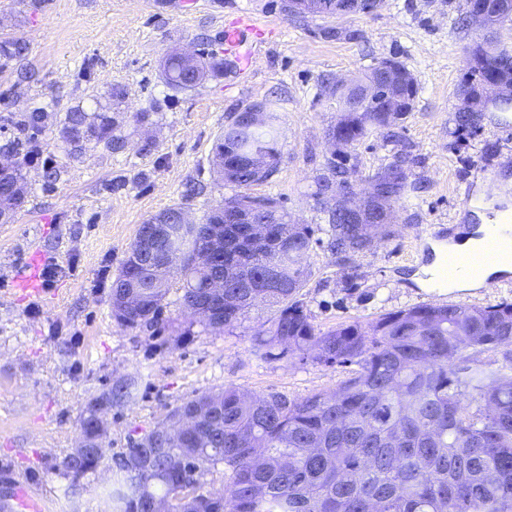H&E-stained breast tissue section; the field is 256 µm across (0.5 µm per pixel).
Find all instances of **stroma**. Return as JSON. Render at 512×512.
I'll use <instances>...</instances> for the list:
<instances>
[{
	"mask_svg": "<svg viewBox=\"0 0 512 512\" xmlns=\"http://www.w3.org/2000/svg\"><path fill=\"white\" fill-rule=\"evenodd\" d=\"M30 3L0 0V37L30 44L24 60L0 70V116L35 102L51 105L41 157L23 168L31 192L11 220L0 222V489L27 485L43 512H102L106 467L70 495L54 465L73 447L88 400L121 378L134 380L135 391L108 412L111 457L182 400L227 385L300 398L332 391L348 377L341 367L256 354L253 338L273 315L262 304L221 335L190 322L176 290L164 316L179 332L124 328L112 318V281L140 224L175 204L199 219L232 195L212 170V147L228 116L252 103L274 104L283 158L273 179L250 192L278 197L293 219L314 228L317 242L306 257L311 275L300 295L318 328L366 324L422 304L512 303V272L488 288L442 294L430 291L425 273L449 240L477 227L478 201L512 209V116L487 112L475 134L454 132L466 53L483 37L481 29L459 25L464 0H384L373 13L339 18L359 31L355 41L323 39L325 19L290 20L279 0H198L189 15L175 0H43L37 9ZM244 15L264 29L249 68L192 90L165 84L162 63L171 48L215 49L224 26ZM392 57L416 79L415 107L397 141L369 137L352 149L350 163L366 179L408 152L413 188L395 208L390 239L339 261L321 244L326 214L312 195L330 156L327 130L339 117L321 80L351 77ZM25 70L30 79H20ZM114 83L127 91L115 114L124 149L91 145L67 156L56 141L65 111L109 107ZM148 139L153 147L145 154ZM49 162L60 170L50 186ZM36 252L55 270L41 279V298L18 288ZM348 271L353 280H345Z\"/></svg>",
	"mask_w": 512,
	"mask_h": 512,
	"instance_id": "obj_1",
	"label": "stroma"
}]
</instances>
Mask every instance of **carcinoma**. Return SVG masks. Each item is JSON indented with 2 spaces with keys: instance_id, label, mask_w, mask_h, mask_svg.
<instances>
[{
  "instance_id": "cac0c4a2",
  "label": "carcinoma",
  "mask_w": 512,
  "mask_h": 512,
  "mask_svg": "<svg viewBox=\"0 0 512 512\" xmlns=\"http://www.w3.org/2000/svg\"><path fill=\"white\" fill-rule=\"evenodd\" d=\"M297 0L280 3L290 19L319 17L323 7L347 4L354 13L379 8L382 0ZM478 25L491 29L512 21V0H483ZM28 53L21 38L0 41V68ZM199 59L195 69L169 52L163 76L167 86L191 90L210 73L230 68L224 60ZM407 80L382 85L371 98L350 89L332 92L342 109L328 133L352 147L377 135L398 138V126L385 123L383 99L418 94L412 73ZM489 75L512 85V53L484 57L480 49L467 61L461 84L466 111L455 113V130H473L490 105L482 95ZM48 106L37 103L20 115L4 118L15 130L0 146L11 157L0 166V189L11 190L17 206L29 194L23 168L38 149H27L46 131ZM58 139L71 154L94 142L118 152L124 140L114 118L70 108L61 120ZM279 113L269 109L264 122L230 117L212 148L218 178L239 192L224 198L223 208L252 209L268 219L271 238L255 242L245 224L224 227V263H235L237 280L225 285L224 305L207 321L211 334L229 332L261 303L275 309L269 327L254 337L261 356L280 360L294 355L324 366L348 367L349 376L333 392L288 398L280 392L251 395L233 386L186 399L169 410L140 438L129 442L115 461L107 490L109 512H149L154 501L170 512H512V303L479 307L466 304L418 305L380 315L364 326L342 323L326 330L314 325L299 294L310 276L303 259L312 246L313 230L291 224L280 199L251 196L243 188L270 181L282 161ZM230 171H224V162ZM347 154L327 160L317 177L314 196L345 180ZM399 155L373 178L394 189L399 202L411 188L410 165ZM175 205L152 217L170 222L171 255L180 260L181 305L201 300L217 271L209 248V225L224 217L206 214L189 226L173 218ZM326 248L339 260L371 250L391 236V225L349 224L336 209L325 208ZM133 242L112 282L117 296L132 284L145 295L142 305L123 310L112 306V318L126 328L151 329L160 320L172 288L168 268L145 264ZM507 347L502 359L484 358ZM134 384L112 386V403L129 400ZM104 394L90 399L80 421L90 442L79 459L70 455L55 470L74 483L93 474L107 448L95 434L96 410ZM219 403L213 422L192 433L178 431L183 408ZM224 465V494L203 491L207 471Z\"/></svg>"
}]
</instances>
